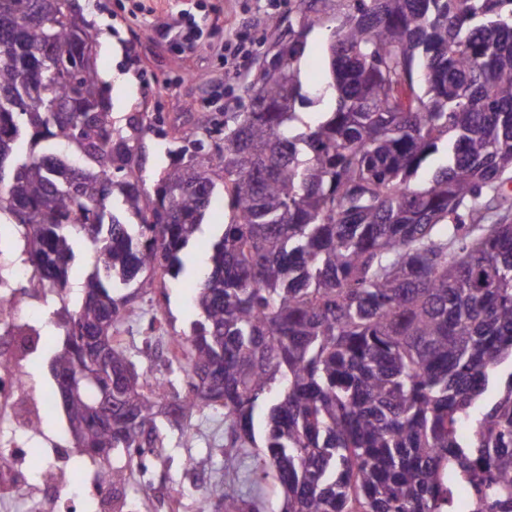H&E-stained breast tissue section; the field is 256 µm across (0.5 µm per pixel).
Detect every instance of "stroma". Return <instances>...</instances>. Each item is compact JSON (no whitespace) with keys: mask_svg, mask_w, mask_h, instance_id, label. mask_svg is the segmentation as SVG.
Returning a JSON list of instances; mask_svg holds the SVG:
<instances>
[{"mask_svg":"<svg viewBox=\"0 0 512 512\" xmlns=\"http://www.w3.org/2000/svg\"><path fill=\"white\" fill-rule=\"evenodd\" d=\"M185 0H79L97 36L96 62L101 85L112 103L118 125L129 116L147 113L151 125L144 138L140 167L124 171L127 179L144 176L146 188H153L159 175L179 162V150L194 153L192 142L182 132L200 116L210 120L205 150L216 154L224 147V115L241 111L248 104L246 87L254 80L257 64L268 53L278 29L271 18L287 22L295 18V0H198L193 17L219 15L216 27H204L195 52L181 54L160 35L165 27L181 23ZM251 25L250 49L254 64L235 74L233 57L225 45L243 25ZM328 32L313 28L307 35L300 77L305 87L325 85ZM81 255L70 275L66 299L55 293L40 295L29 289L20 294L40 319L20 317L21 337L26 346L20 357L29 368V391L23 397L29 411L38 413L56 384L49 371L50 361L64 339V323L81 294L82 283L91 270L85 257V243H78ZM190 276L168 281L166 287L139 292L130 302L122 320V335L128 355L145 377L163 385L165 398L183 392V375L171 367L168 351L172 340L189 332L196 319L192 305ZM191 432L184 443L182 431ZM163 448L154 457L157 492H149L131 478L117 496L84 498L78 512H195L196 501L206 490L224 482V412L206 408L194 412L183 428L164 426ZM25 460L31 469L24 501L28 512H63L55 495L64 486L93 481L103 462L77 447L68 435L63 411L43 421L31 433Z\"/></svg>","mask_w":512,"mask_h":512,"instance_id":"1","label":"stroma"}]
</instances>
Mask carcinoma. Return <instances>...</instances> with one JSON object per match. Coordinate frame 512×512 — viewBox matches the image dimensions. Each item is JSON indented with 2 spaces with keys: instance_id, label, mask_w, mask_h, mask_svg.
<instances>
[{
  "instance_id": "cac0c4a2",
  "label": "carcinoma",
  "mask_w": 512,
  "mask_h": 512,
  "mask_svg": "<svg viewBox=\"0 0 512 512\" xmlns=\"http://www.w3.org/2000/svg\"><path fill=\"white\" fill-rule=\"evenodd\" d=\"M69 0H0V216L23 229L34 293L66 288L93 248L52 358L78 374L84 336H112L130 296L178 278L224 180L229 218L195 276L197 310L170 363L185 394L171 425L224 409V470L248 455L282 512H462L448 471L512 512V0H296V26L260 64L224 150L199 152L153 191L117 179L148 130L116 125L92 23ZM330 31L335 107L312 123L299 28ZM68 56L80 89L48 79ZM441 163L417 179L433 155ZM134 389L112 417L83 384L64 406L81 448L163 446L160 393L121 343ZM467 423L471 432L459 433ZM131 459L105 468L124 488ZM239 477L219 512H261Z\"/></svg>"
}]
</instances>
